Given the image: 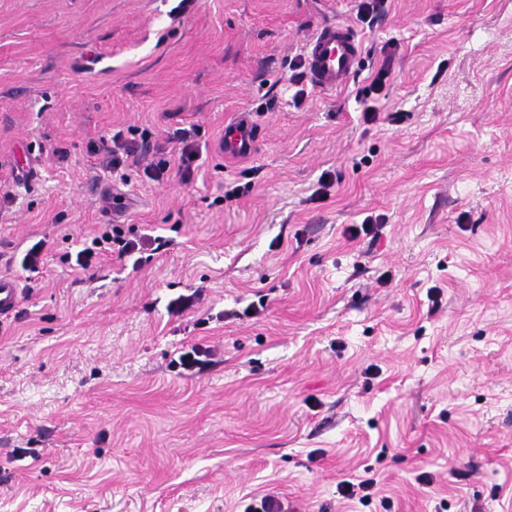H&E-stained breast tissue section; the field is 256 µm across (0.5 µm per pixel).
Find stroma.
<instances>
[{"instance_id": "35a3bbf8", "label": "stroma", "mask_w": 512, "mask_h": 512, "mask_svg": "<svg viewBox=\"0 0 512 512\" xmlns=\"http://www.w3.org/2000/svg\"><path fill=\"white\" fill-rule=\"evenodd\" d=\"M178 3L0 0V276L47 242L0 318V512H512V0ZM336 18L359 65L295 103ZM114 220L167 245L62 263ZM256 143V126L250 114L240 113L231 123L224 127V138L220 149L224 157L229 159H245L250 157ZM214 353L208 348H203L199 345L187 346L179 356L176 364L180 366L183 372L190 375L201 372L212 362ZM378 491L377 481L368 477L354 481H343L339 484V492L342 498L348 500L358 499L359 502L364 503L371 501V498L376 495Z\"/></svg>"}]
</instances>
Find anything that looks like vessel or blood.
Masks as SVG:
<instances>
[{"instance_id": "obj_1", "label": "vessel or blood", "mask_w": 512, "mask_h": 512, "mask_svg": "<svg viewBox=\"0 0 512 512\" xmlns=\"http://www.w3.org/2000/svg\"><path fill=\"white\" fill-rule=\"evenodd\" d=\"M310 84L319 92L330 93L354 72L362 52V42L354 27L344 21L321 24L302 43ZM256 143V126L249 113H240L224 128L220 149L226 158L250 157ZM21 290L15 280L0 277V317L18 307Z\"/></svg>"}]
</instances>
